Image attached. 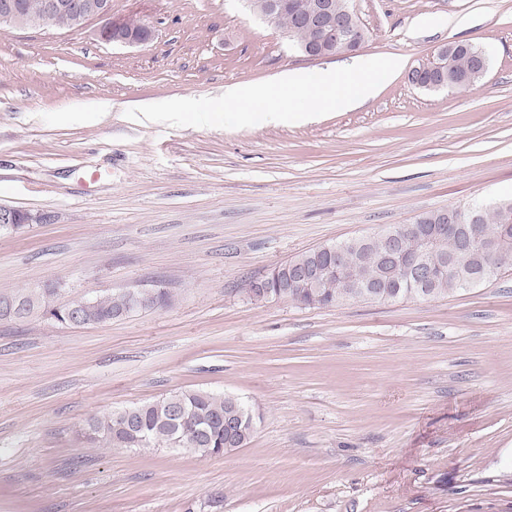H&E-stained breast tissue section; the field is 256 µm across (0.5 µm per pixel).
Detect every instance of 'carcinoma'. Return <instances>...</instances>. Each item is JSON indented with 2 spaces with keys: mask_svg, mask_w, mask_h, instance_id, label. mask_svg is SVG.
<instances>
[{
  "mask_svg": "<svg viewBox=\"0 0 512 512\" xmlns=\"http://www.w3.org/2000/svg\"><path fill=\"white\" fill-rule=\"evenodd\" d=\"M480 45L468 43L448 56V73L463 76L471 72L473 53ZM512 215V201H503L492 209L481 212L476 224L479 243L492 245L499 252L501 264L489 275L479 273L480 258L472 254L459 255L461 244L456 240L441 239L433 243L439 258L459 256L455 272L430 284L417 285L402 276H389L377 263L385 249L384 233L361 235L330 244L342 247L352 257V264L344 273V280L331 277L309 288H283L288 266L293 263L316 265L327 255L322 246L312 248L274 266L265 275L248 283L246 292L258 301L276 293L284 299L308 307L329 308L345 301L362 299L376 302H394L409 298H436L494 281L512 269V221H504L503 212ZM438 211L418 215L410 224H396L393 229L411 235ZM387 284L374 291L364 285ZM57 292L55 288H42L37 293L19 294L0 299V318H27L34 313L60 325L85 327L110 323L144 309L161 308L170 301L164 288H150L95 297L81 301L79 320L71 322V304L53 305L46 296ZM256 430L252 412L237 398L203 390L184 391L164 398L113 412L88 421L86 438L104 442L114 448H182L200 456L224 455L246 446Z\"/></svg>",
  "mask_w": 512,
  "mask_h": 512,
  "instance_id": "obj_1",
  "label": "carcinoma"
}]
</instances>
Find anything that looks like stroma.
<instances>
[{"label": "stroma", "mask_w": 512, "mask_h": 512, "mask_svg": "<svg viewBox=\"0 0 512 512\" xmlns=\"http://www.w3.org/2000/svg\"><path fill=\"white\" fill-rule=\"evenodd\" d=\"M364 57L404 65L352 111L170 119L228 85L321 71L243 0H112L155 37L0 25V296L58 303L163 286L104 325L0 319V512H512V271L461 294L331 308L247 282L421 213L512 198V0H349ZM475 42L479 83L409 81ZM111 103L108 112L100 103ZM256 416L231 454L111 448L88 419L183 391ZM30 221H32V218L27 213L13 207L0 205V225L13 224L11 226H0V232L9 231L18 233L22 231Z\"/></svg>", "instance_id": "obj_1"}]
</instances>
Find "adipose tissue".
Segmentation results:
<instances>
[{
    "label": "adipose tissue",
    "instance_id": "1",
    "mask_svg": "<svg viewBox=\"0 0 512 512\" xmlns=\"http://www.w3.org/2000/svg\"><path fill=\"white\" fill-rule=\"evenodd\" d=\"M402 66L400 56L387 54L357 58L315 73L291 70L271 83L230 87L224 92V101L230 111L248 113L259 122L289 119L297 112H313L325 105L351 110L375 97L382 80Z\"/></svg>",
    "mask_w": 512,
    "mask_h": 512
}]
</instances>
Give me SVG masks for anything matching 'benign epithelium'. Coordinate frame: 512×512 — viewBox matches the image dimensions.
Here are the masks:
<instances>
[{
  "mask_svg": "<svg viewBox=\"0 0 512 512\" xmlns=\"http://www.w3.org/2000/svg\"><path fill=\"white\" fill-rule=\"evenodd\" d=\"M251 9L272 22L281 9V0H249ZM294 14L300 25L312 33L311 40L300 46L302 54L309 59H323L336 56V53L351 54L361 48L365 39L362 26L356 20L353 11L344 7L336 9V0H311L296 5ZM67 19L75 29L83 28L88 22H98V37L107 43L123 45H140L151 41L154 37L153 28L145 21L133 17L115 19L112 17V0H42L36 13H26L16 0H0V23L17 26L56 25L58 17ZM437 65L431 60L417 68L409 75L410 82L418 88L424 86L439 89L448 85L443 75L436 76L426 82L417 77ZM478 216L471 212L465 217L460 212L445 213L435 227L439 235H453L458 232L459 225L468 222L473 224ZM32 218L25 212L13 207L0 205L1 224H28ZM411 280L423 284L432 280L440 269L427 251L416 252L409 256Z\"/></svg>",
  "mask_w": 512,
  "mask_h": 512,
  "instance_id": "benign-epithelium-1",
  "label": "benign epithelium"
}]
</instances>
